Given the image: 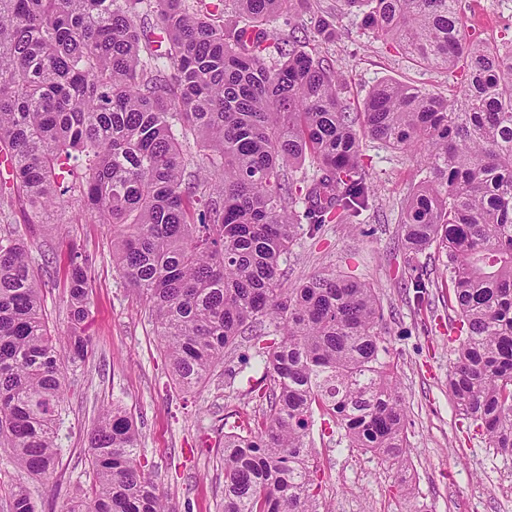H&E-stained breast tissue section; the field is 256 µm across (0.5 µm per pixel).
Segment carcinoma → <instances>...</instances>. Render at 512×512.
Segmentation results:
<instances>
[{"instance_id":"obj_1","label":"carcinoma","mask_w":512,"mask_h":512,"mask_svg":"<svg viewBox=\"0 0 512 512\" xmlns=\"http://www.w3.org/2000/svg\"><path fill=\"white\" fill-rule=\"evenodd\" d=\"M245 20L218 25L226 3ZM311 0H0V447L17 479L9 512H35L21 477L55 470L64 366L89 352L88 259L75 247L68 324L51 330L13 218L105 224L112 264L145 306L184 390L204 383L248 329L267 407L224 432L223 512H319L314 415L406 468V412L367 282L319 273L283 287L303 224L347 223L374 191L369 137L419 156L401 243L448 259L458 316L449 388L466 431L512 455V37L465 33L461 0H339L383 44L456 73L444 97L392 80L363 107L327 60L269 28ZM202 151L195 159L191 146ZM311 160L312 178L294 168ZM119 406L89 436L95 474L65 512H168Z\"/></svg>"}]
</instances>
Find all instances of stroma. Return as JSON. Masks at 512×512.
<instances>
[{"label": "stroma", "mask_w": 512, "mask_h": 512, "mask_svg": "<svg viewBox=\"0 0 512 512\" xmlns=\"http://www.w3.org/2000/svg\"><path fill=\"white\" fill-rule=\"evenodd\" d=\"M462 5L467 31L481 39L500 40L505 28H512V0H462ZM339 25L341 37L315 49L342 75L343 95L352 107H362L384 79L456 94L452 74L386 51L359 16L341 15ZM362 155L375 191L373 206L350 224H325L316 231L302 225L282 257L283 285L333 271L375 289L404 397L408 470L388 469L373 454L341 445L342 430L313 426L319 504L331 512H512V457L489 448L481 436L462 432L448 390L457 347L455 314L436 286L423 304L408 287L416 265L426 266L435 282L445 274L446 257L437 249L414 262L400 243L401 213L422 174L409 153L377 140L363 139ZM14 218L28 230L54 326L67 325L68 242L92 261L86 328L92 352L66 366L55 471L50 478L26 481L36 512H61L76 487L91 484L87 435L101 410L115 404L136 421L141 462L154 474L170 512H222L224 424L247 422L266 406L263 372L249 361L254 342L242 341L226 353L223 365L198 388L181 390L168 374L143 305L112 265L105 227L50 229L33 222L21 204Z\"/></svg>", "instance_id": "1"}]
</instances>
